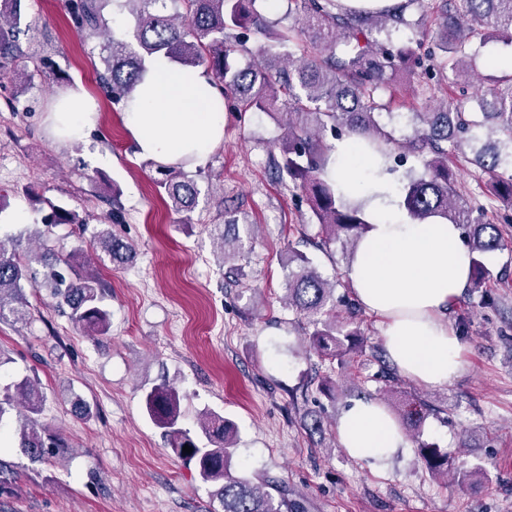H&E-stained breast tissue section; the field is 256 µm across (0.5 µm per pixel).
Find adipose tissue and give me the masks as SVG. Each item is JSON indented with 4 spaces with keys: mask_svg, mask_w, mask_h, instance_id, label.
<instances>
[{
    "mask_svg": "<svg viewBox=\"0 0 512 512\" xmlns=\"http://www.w3.org/2000/svg\"><path fill=\"white\" fill-rule=\"evenodd\" d=\"M58 102V111L48 116L54 134L63 142L85 138L95 120L89 101L64 93ZM124 120L140 155L193 166L224 138V98L202 70L160 59L149 63ZM334 155L332 177L365 199L371 220L347 272L352 290L380 319L385 346L403 376L429 386L447 384L463 361L445 316L472 271L461 230L440 219L414 223L396 200L380 157L360 137L338 141ZM337 434L347 454L362 462H386L404 445L398 422L375 399L352 401Z\"/></svg>",
    "mask_w": 512,
    "mask_h": 512,
    "instance_id": "obj_1",
    "label": "adipose tissue"
}]
</instances>
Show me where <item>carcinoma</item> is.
I'll return each mask as SVG.
<instances>
[{
    "label": "carcinoma",
    "instance_id": "cac0c4a2",
    "mask_svg": "<svg viewBox=\"0 0 512 512\" xmlns=\"http://www.w3.org/2000/svg\"><path fill=\"white\" fill-rule=\"evenodd\" d=\"M265 0H112L117 11H128L133 25L120 36L109 31L103 14L107 0H65L70 23L80 31H107L102 47L99 84L116 104H128L143 82L148 64L166 58L183 66L204 65L213 84L234 110L273 112L279 97H285L287 132L281 142L279 172L300 189L306 198L318 236L324 246L341 238L351 245L368 231L371 224L364 204L345 194L341 185L327 176L333 164L334 139L357 135L384 160L387 170L409 155L421 158L422 168L410 173L402 188L403 205L409 216L420 223L442 219L465 228L472 259L469 292L491 287L493 274L483 258L496 251L512 253V238L501 225L487 219L495 203L512 204V73L493 87L475 96L472 112H455L444 104L437 112H412L413 134L401 139L395 128L380 122L384 104L380 93L395 79L403 64L433 62L441 74L466 84L473 72L472 44L496 34L512 42V0H405L392 8L373 10L342 6L336 0H288L285 18L291 26L269 20L262 12ZM417 5L436 15L435 45L442 55L423 51L424 40L415 46L381 42L375 33H391L412 27L406 17ZM240 28L264 40L259 54L262 61L243 67L231 64L236 54L247 55L249 37L229 41V31ZM25 0H0V68L23 56L19 44L25 33ZM303 35L311 52L296 55L293 33ZM473 152V162L489 176L485 202L465 201L448 174V157ZM148 164L162 178L156 186L176 213L192 211L199 190L194 179L179 166ZM78 212L51 207L43 226L82 224ZM26 232L0 240V321L24 323L29 318L27 290L51 289L60 307L70 310L71 320L88 332L105 334L111 327V312L104 304L105 285L86 270L83 251L62 254L45 239L36 248L22 247ZM96 246L113 265H125L134 258L131 244L101 231ZM347 284L323 278L302 253L288 255L285 289L288 306L312 327L310 343L329 362L343 365L346 356L363 352L364 333L359 319L361 308L348 294H336ZM17 400L6 393L0 397V423L7 408L17 405L18 447L34 461L59 455L65 439L39 427L35 416L43 411L47 396L39 383L25 377L14 384ZM145 410L170 437L177 454L195 465L201 480L216 487L214 496L221 512H282L287 505L286 488L236 476L230 471L234 426L226 419L208 416L201 423V434L181 426L180 396L164 381L145 393ZM430 405L419 399L413 409L396 415L397 422L411 424ZM192 452L184 453V446ZM426 468L435 476L453 473L465 487L483 475L482 467L455 466L448 469V454L429 445L420 446ZM282 498L277 499L274 493Z\"/></svg>",
    "mask_w": 512,
    "mask_h": 512
}]
</instances>
